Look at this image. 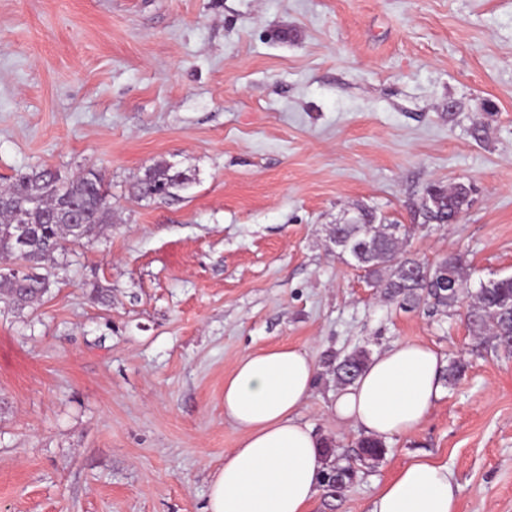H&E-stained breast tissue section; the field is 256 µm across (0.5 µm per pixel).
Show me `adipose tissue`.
I'll return each mask as SVG.
<instances>
[{
    "label": "adipose tissue",
    "instance_id": "ef3b65f1",
    "mask_svg": "<svg viewBox=\"0 0 512 512\" xmlns=\"http://www.w3.org/2000/svg\"><path fill=\"white\" fill-rule=\"evenodd\" d=\"M443 359L420 341L376 354L327 407L330 420L377 438L407 435L442 394ZM317 379L307 352L282 346L242 354L224 380V418L242 436L209 484L207 512H307L327 467L322 440L303 421ZM447 465L416 460L380 490L371 512H458Z\"/></svg>",
    "mask_w": 512,
    "mask_h": 512
}]
</instances>
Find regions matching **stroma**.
I'll return each instance as SVG.
<instances>
[{
  "label": "stroma",
  "mask_w": 512,
  "mask_h": 512,
  "mask_svg": "<svg viewBox=\"0 0 512 512\" xmlns=\"http://www.w3.org/2000/svg\"><path fill=\"white\" fill-rule=\"evenodd\" d=\"M158 161L192 186L140 198ZM41 167L105 171L112 227L57 255L39 304L0 301V512H205L240 438L224 380L285 345L319 370L304 421L357 471L308 512H370L421 457L459 512H512V350L383 299L329 239L367 205L421 261L512 276V0H0V184ZM457 182L462 217L415 227ZM398 341L468 368L366 464L328 364Z\"/></svg>",
  "instance_id": "1"
}]
</instances>
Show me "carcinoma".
Wrapping results in <instances>:
<instances>
[{
	"mask_svg": "<svg viewBox=\"0 0 512 512\" xmlns=\"http://www.w3.org/2000/svg\"><path fill=\"white\" fill-rule=\"evenodd\" d=\"M193 182L191 175L167 162L147 167L137 182L140 197L166 200L173 190L185 189ZM471 186L457 183L451 188L432 184L425 195L437 200V205L423 206L418 211L421 225L448 224L471 203ZM0 194L11 204L0 208V264L13 261L18 255V225L27 226L28 242L24 259L34 275L23 281L8 273H0V300H6L22 311L41 300L50 286L48 268L55 254L69 244L91 240L112 223V194L95 169H88L68 179L46 169L20 172L0 187ZM76 204L81 218L76 224L56 214L61 198ZM394 222L377 215L372 208L361 206L354 222L336 227L342 249L363 270L367 282L380 296L396 301L399 306L414 310L422 305L434 312L449 315L456 310L465 291L472 288L471 273L464 258L450 253L434 264L419 266L417 258L406 250L408 234L392 230ZM445 266L453 288H444L435 280L436 269ZM472 305L467 307V324L481 339L490 337L494 347L512 348V276L495 278L478 284L470 293ZM369 361L368 353L357 350L334 361L332 373L336 386L352 384ZM358 448L366 459L384 456L385 445L380 439L365 436Z\"/></svg>",
	"mask_w": 512,
	"mask_h": 512,
	"instance_id": "obj_1",
	"label": "carcinoma"
}]
</instances>
